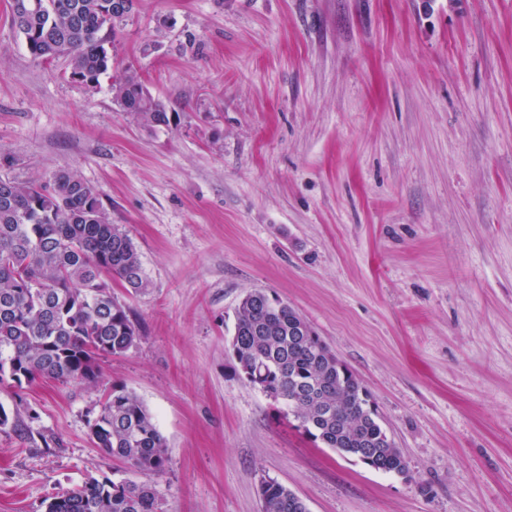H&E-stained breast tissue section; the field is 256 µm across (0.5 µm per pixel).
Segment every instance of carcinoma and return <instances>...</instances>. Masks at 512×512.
<instances>
[{
    "instance_id": "1",
    "label": "carcinoma",
    "mask_w": 512,
    "mask_h": 512,
    "mask_svg": "<svg viewBox=\"0 0 512 512\" xmlns=\"http://www.w3.org/2000/svg\"><path fill=\"white\" fill-rule=\"evenodd\" d=\"M13 24L35 59L66 58L70 78L96 87L112 70L114 22L133 0H35ZM115 97L148 127L168 126L164 101L126 67ZM147 287L136 246L112 223L96 190L58 172L47 183L0 178V382L21 388L39 378L95 381L100 362L133 348L138 331L110 282ZM301 316L256 289L240 301L232 335L242 377L283 402L298 428L325 447L373 470L405 475L407 462L379 422L369 394L329 346L292 329ZM89 424L95 447L142 480H90L46 503L45 512H161L157 479L169 469L166 441L141 399L114 385ZM260 512H309L295 493L260 483Z\"/></svg>"
}]
</instances>
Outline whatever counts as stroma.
Returning <instances> with one entry per match:
<instances>
[{
	"label": "stroma",
	"instance_id": "1",
	"mask_svg": "<svg viewBox=\"0 0 512 512\" xmlns=\"http://www.w3.org/2000/svg\"><path fill=\"white\" fill-rule=\"evenodd\" d=\"M0 0V176L76 174L140 254L139 340L95 382H0V512L131 477L112 385L164 436L162 512H512V0H139L110 45L148 128L33 59ZM288 302L368 391L407 475L342 457L239 373L242 297ZM115 97L125 107H135L131 112L148 127L169 126L171 117L164 101L155 97L141 81L133 66L126 67L112 86ZM259 494L260 512H309L300 497L276 481L262 480Z\"/></svg>",
	"mask_w": 512,
	"mask_h": 512
}]
</instances>
